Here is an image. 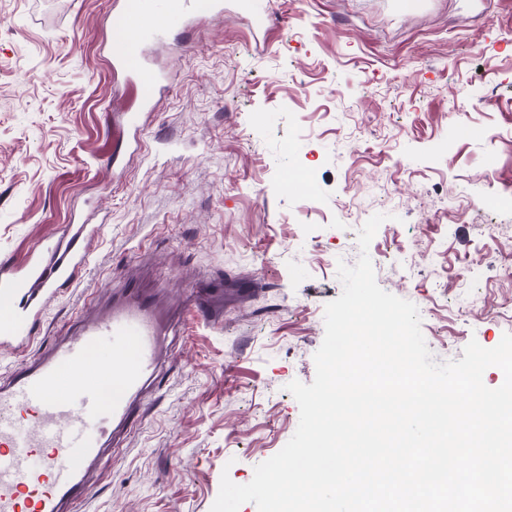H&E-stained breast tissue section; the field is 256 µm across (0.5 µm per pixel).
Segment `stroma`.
<instances>
[{"mask_svg": "<svg viewBox=\"0 0 512 512\" xmlns=\"http://www.w3.org/2000/svg\"><path fill=\"white\" fill-rule=\"evenodd\" d=\"M154 43L150 106L109 67L118 0H0V261L101 225L80 283L51 298L0 379L126 283L162 290L176 332L79 512H210L297 429L338 261L383 214L379 286L414 303L436 362L512 333V0H223ZM500 225L498 237L484 224ZM476 267L468 285L457 272ZM224 284V316L182 306Z\"/></svg>", "mask_w": 512, "mask_h": 512, "instance_id": "35a3bbf8", "label": "stroma"}]
</instances>
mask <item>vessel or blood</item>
Listing matches in <instances>:
<instances>
[{
    "label": "vessel or blood",
    "mask_w": 512,
    "mask_h": 512,
    "mask_svg": "<svg viewBox=\"0 0 512 512\" xmlns=\"http://www.w3.org/2000/svg\"><path fill=\"white\" fill-rule=\"evenodd\" d=\"M189 0H122L112 15L114 67L135 74L145 98L159 80L144 66L145 45L185 14ZM95 225L69 226L51 256L24 267L0 262V338L30 335L46 297L76 287L89 259ZM186 306L204 320L224 313V293L201 286ZM171 327L157 296L123 288L111 306L81 319L37 357L0 382V512H68L89 494L87 475L102 460L116 428L129 425L162 359ZM112 360L98 359L104 338Z\"/></svg>",
    "instance_id": "b4317fda"
}]
</instances>
